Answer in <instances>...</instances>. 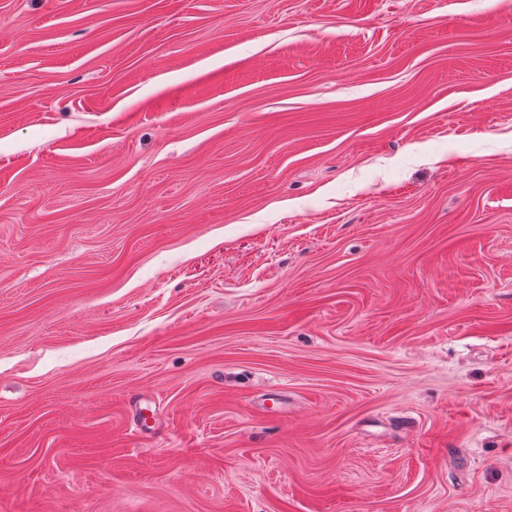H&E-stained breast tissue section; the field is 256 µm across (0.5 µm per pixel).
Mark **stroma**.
<instances>
[{"label": "stroma", "instance_id": "obj_1", "mask_svg": "<svg viewBox=\"0 0 512 512\" xmlns=\"http://www.w3.org/2000/svg\"><path fill=\"white\" fill-rule=\"evenodd\" d=\"M0 512H512V0H0Z\"/></svg>", "mask_w": 512, "mask_h": 512}]
</instances>
